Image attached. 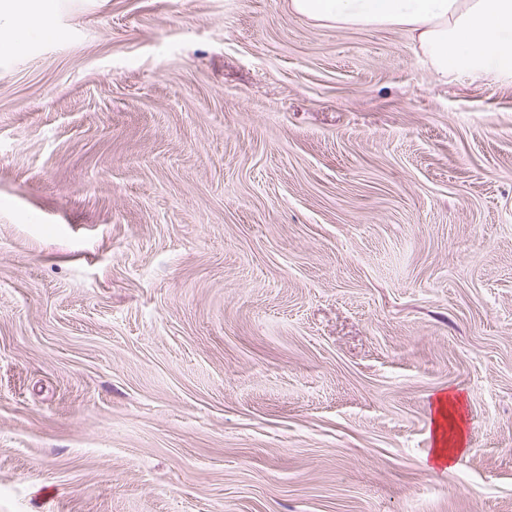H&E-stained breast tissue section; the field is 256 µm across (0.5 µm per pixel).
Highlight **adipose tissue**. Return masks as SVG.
<instances>
[{
    "label": "adipose tissue",
    "instance_id": "ef3b65f1",
    "mask_svg": "<svg viewBox=\"0 0 512 512\" xmlns=\"http://www.w3.org/2000/svg\"><path fill=\"white\" fill-rule=\"evenodd\" d=\"M54 0H0V56L19 52L41 28ZM289 10L325 26L398 28L439 80L463 74L512 83V0H288ZM431 460L441 466L466 450L461 399L434 400Z\"/></svg>",
    "mask_w": 512,
    "mask_h": 512
}]
</instances>
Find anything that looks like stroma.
Segmentation results:
<instances>
[{"label":"stroma","instance_id":"35a3bbf8","mask_svg":"<svg viewBox=\"0 0 512 512\" xmlns=\"http://www.w3.org/2000/svg\"><path fill=\"white\" fill-rule=\"evenodd\" d=\"M51 25L0 58V512H512V85L288 0ZM461 404L460 397L450 391H448V394L438 395L433 401L432 408L436 409V412L431 418V425L433 426L431 462L437 466L446 464L449 466L458 454L467 450Z\"/></svg>","mask_w":512,"mask_h":512}]
</instances>
